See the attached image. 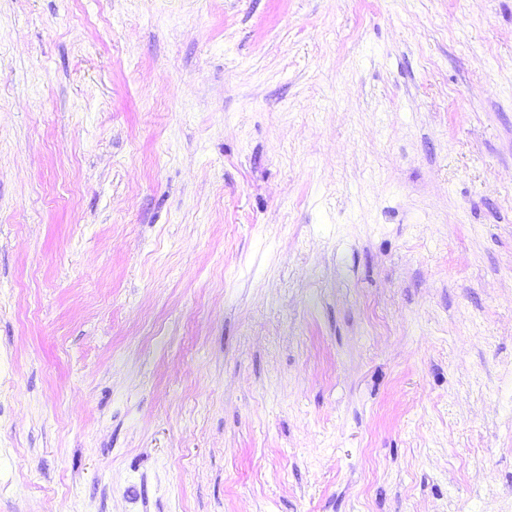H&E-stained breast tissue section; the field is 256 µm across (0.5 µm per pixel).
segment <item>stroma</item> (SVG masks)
<instances>
[{
  "mask_svg": "<svg viewBox=\"0 0 512 512\" xmlns=\"http://www.w3.org/2000/svg\"><path fill=\"white\" fill-rule=\"evenodd\" d=\"M0 512H512V0H0Z\"/></svg>",
  "mask_w": 512,
  "mask_h": 512,
  "instance_id": "stroma-1",
  "label": "stroma"
}]
</instances>
